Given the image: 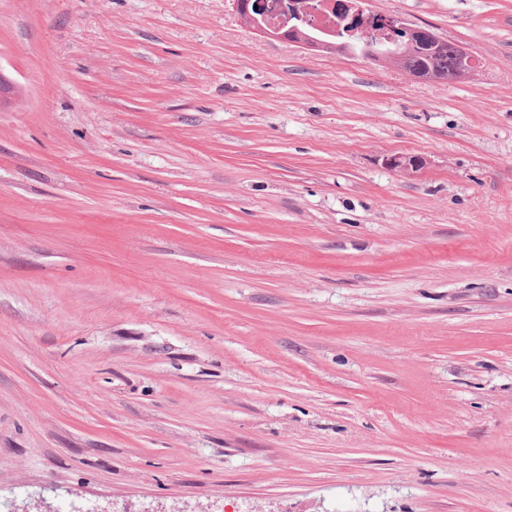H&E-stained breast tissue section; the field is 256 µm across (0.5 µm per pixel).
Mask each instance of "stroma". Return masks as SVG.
I'll use <instances>...</instances> for the list:
<instances>
[{
	"mask_svg": "<svg viewBox=\"0 0 512 512\" xmlns=\"http://www.w3.org/2000/svg\"><path fill=\"white\" fill-rule=\"evenodd\" d=\"M363 3L478 71L0 0L11 512H512V0Z\"/></svg>",
	"mask_w": 512,
	"mask_h": 512,
	"instance_id": "stroma-1",
	"label": "stroma"
}]
</instances>
